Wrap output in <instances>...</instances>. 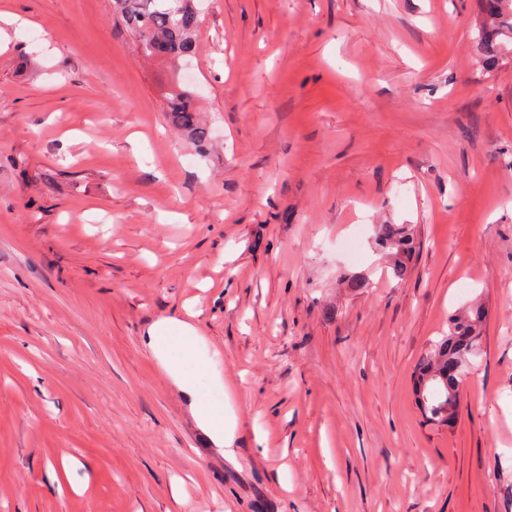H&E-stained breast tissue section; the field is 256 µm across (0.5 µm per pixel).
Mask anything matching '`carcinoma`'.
I'll return each instance as SVG.
<instances>
[{"label":"carcinoma","mask_w":512,"mask_h":512,"mask_svg":"<svg viewBox=\"0 0 512 512\" xmlns=\"http://www.w3.org/2000/svg\"><path fill=\"white\" fill-rule=\"evenodd\" d=\"M126 26L136 35L138 49L148 58L178 63L195 55L200 12L195 0H114ZM484 24L477 42L489 52L500 37L512 40V0H480ZM195 92L178 88L167 97L172 125L197 146L211 138L208 126L193 105ZM378 245L389 259L388 271L403 278L414 248V228L410 224H385ZM487 311L472 303L452 314L448 334L431 342L414 374L416 405L423 420L434 427H445L456 420L461 402V383L479 353Z\"/></svg>","instance_id":"1"}]
</instances>
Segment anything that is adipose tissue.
<instances>
[{
	"label": "adipose tissue",
	"instance_id": "1",
	"mask_svg": "<svg viewBox=\"0 0 512 512\" xmlns=\"http://www.w3.org/2000/svg\"><path fill=\"white\" fill-rule=\"evenodd\" d=\"M198 334L194 327L183 323L178 327L177 334H169L167 326L157 325L149 332V344L164 358L169 373L176 379L180 389L192 395V408L198 420L208 429L215 439L224 437V410L220 406L195 399V386L192 377L183 369L182 364L194 356Z\"/></svg>",
	"mask_w": 512,
	"mask_h": 512
}]
</instances>
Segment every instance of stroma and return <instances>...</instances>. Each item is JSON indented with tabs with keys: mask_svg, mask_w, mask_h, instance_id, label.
Masks as SVG:
<instances>
[{
	"mask_svg": "<svg viewBox=\"0 0 512 512\" xmlns=\"http://www.w3.org/2000/svg\"><path fill=\"white\" fill-rule=\"evenodd\" d=\"M197 4L174 66L112 0H0V512H512V42L485 58L478 0ZM476 298L424 425L413 370ZM174 320L223 444L147 343ZM194 95L195 92L188 87L178 86V90L167 97L166 112H169V119L177 130L185 133L197 146L204 147L210 141L211 131L198 117V110L193 105ZM378 245L389 259L388 271L394 279H403L414 248V228L410 224H384ZM486 316V308L479 302L452 314L448 334L431 342L415 371L416 405L427 424L439 428L456 420L461 383L481 349Z\"/></svg>",
	"mask_w": 512,
	"mask_h": 512,
	"instance_id": "obj_1",
	"label": "stroma"
}]
</instances>
